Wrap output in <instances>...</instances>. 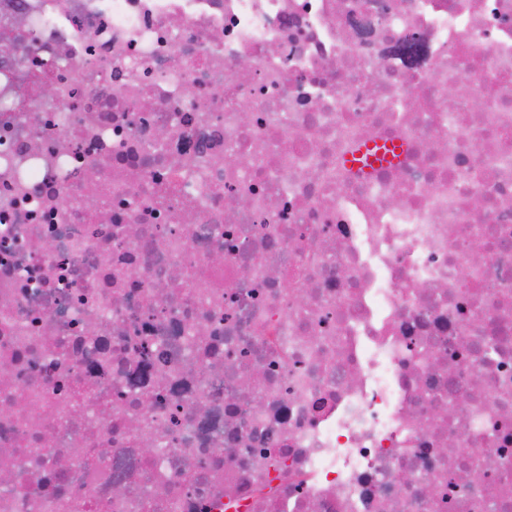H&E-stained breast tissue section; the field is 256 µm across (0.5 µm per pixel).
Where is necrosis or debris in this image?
I'll return each mask as SVG.
<instances>
[{"label": "necrosis or debris", "mask_w": 512, "mask_h": 512, "mask_svg": "<svg viewBox=\"0 0 512 512\" xmlns=\"http://www.w3.org/2000/svg\"><path fill=\"white\" fill-rule=\"evenodd\" d=\"M0 471L512 512V0H0Z\"/></svg>", "instance_id": "obj_1"}]
</instances>
